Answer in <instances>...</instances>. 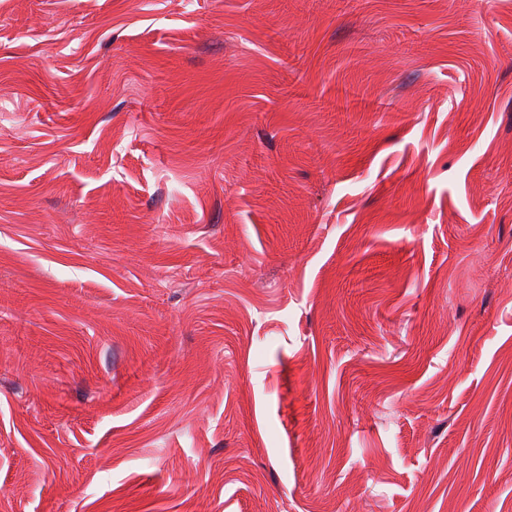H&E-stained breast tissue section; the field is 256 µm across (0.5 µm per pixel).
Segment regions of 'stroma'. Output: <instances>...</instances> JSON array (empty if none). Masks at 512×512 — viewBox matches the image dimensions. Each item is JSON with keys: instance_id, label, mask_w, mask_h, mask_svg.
I'll list each match as a JSON object with an SVG mask.
<instances>
[{"instance_id": "35a3bbf8", "label": "stroma", "mask_w": 512, "mask_h": 512, "mask_svg": "<svg viewBox=\"0 0 512 512\" xmlns=\"http://www.w3.org/2000/svg\"><path fill=\"white\" fill-rule=\"evenodd\" d=\"M0 512H512V0H0Z\"/></svg>"}]
</instances>
